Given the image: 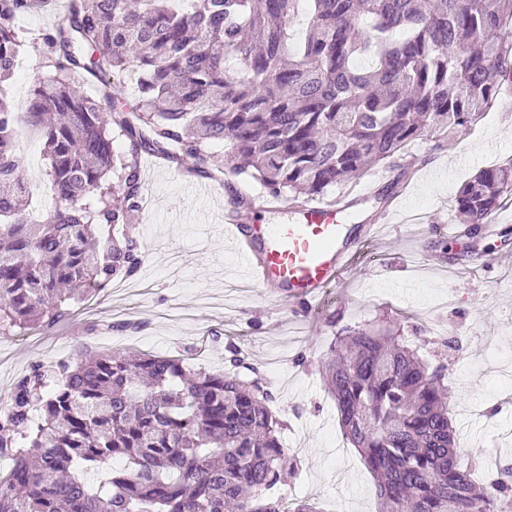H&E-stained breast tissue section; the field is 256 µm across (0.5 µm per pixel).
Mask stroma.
I'll use <instances>...</instances> for the list:
<instances>
[{"instance_id":"stroma-1","label":"stroma","mask_w":512,"mask_h":512,"mask_svg":"<svg viewBox=\"0 0 512 512\" xmlns=\"http://www.w3.org/2000/svg\"><path fill=\"white\" fill-rule=\"evenodd\" d=\"M67 2L55 0L51 9L20 20L32 39L26 65L8 85L17 109L48 72L34 37ZM409 151L416 174L394 207L374 200L393 179L389 169L374 168L345 187L354 205L338 214V223L382 224L386 238L311 314L264 289L240 287L220 220L227 186L194 192L192 180L144 157L143 182L154 205L136 218L144 263L132 279L134 291L106 306L91 297L76 301L52 328L0 337V401L33 365L71 361L81 351L158 354L213 371L230 369L238 356L246 363L240 378L259 380L272 392L285 423L283 442L299 462L280 494L318 502L323 512L339 505L345 512H378L373 478L343 436L320 367L339 328L385 321L428 362H453L448 401L460 447L480 450L476 479L493 475L496 462L512 459V376L504 373L512 366V204L495 213L498 232L451 239L446 231L461 184L512 158V112L492 109L453 140L427 137ZM428 253L439 254L441 265L421 263ZM123 319L137 321V328L114 330ZM444 336L457 337L458 350L442 347Z\"/></svg>"}]
</instances>
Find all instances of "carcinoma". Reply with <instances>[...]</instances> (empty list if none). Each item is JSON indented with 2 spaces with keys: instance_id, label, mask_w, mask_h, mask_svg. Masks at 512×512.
<instances>
[{
  "instance_id": "1",
  "label": "carcinoma",
  "mask_w": 512,
  "mask_h": 512,
  "mask_svg": "<svg viewBox=\"0 0 512 512\" xmlns=\"http://www.w3.org/2000/svg\"><path fill=\"white\" fill-rule=\"evenodd\" d=\"M302 42L288 41L300 2ZM54 0H0V98L25 53L18 19ZM53 70L26 110L0 102V335L51 326L71 300L134 276L129 224L140 160L228 184L260 182L294 208L387 164V202L412 142L470 129L512 93V0H69L42 33ZM234 58L237 69L227 61ZM104 81L103 100L79 90ZM110 105L104 113L102 103ZM44 143L55 206L30 217L20 136ZM122 141L121 151L114 149ZM227 144L222 168L211 149ZM512 197V159L473 174L455 209L464 233ZM322 363L340 425L383 512H504L512 463L486 483L460 463L448 364L429 366L391 330L349 326ZM271 394L231 371L119 352L43 365L0 404V512H321L274 494L297 467Z\"/></svg>"
}]
</instances>
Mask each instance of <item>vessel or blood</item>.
<instances>
[{
  "instance_id": "b4317fda",
  "label": "vessel or blood",
  "mask_w": 512,
  "mask_h": 512,
  "mask_svg": "<svg viewBox=\"0 0 512 512\" xmlns=\"http://www.w3.org/2000/svg\"><path fill=\"white\" fill-rule=\"evenodd\" d=\"M338 212L332 204L309 203L291 224H229L243 278L283 300H322L361 251L380 241L379 225L340 224Z\"/></svg>"
}]
</instances>
